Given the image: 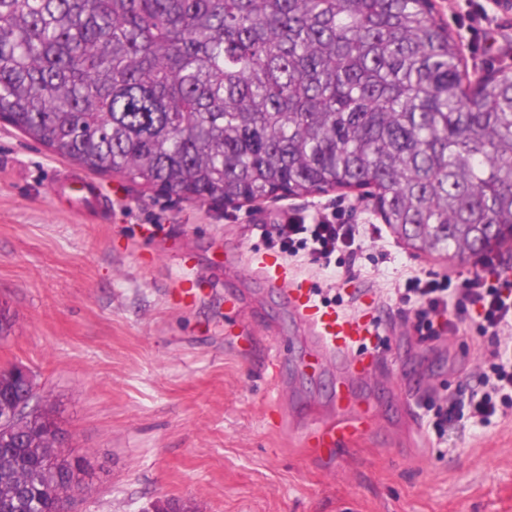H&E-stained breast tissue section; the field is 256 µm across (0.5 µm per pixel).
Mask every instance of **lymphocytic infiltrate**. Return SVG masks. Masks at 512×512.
Returning <instances> with one entry per match:
<instances>
[{"mask_svg":"<svg viewBox=\"0 0 512 512\" xmlns=\"http://www.w3.org/2000/svg\"><path fill=\"white\" fill-rule=\"evenodd\" d=\"M361 242L356 225L327 218L315 224L276 225L274 234L266 239L270 249L289 257L303 253L325 267L336 253L354 254ZM399 299L414 303V328L420 335L432 336L439 330L458 334L464 315L473 311L480 318L479 331L492 336L473 372L477 390L466 399L455 394L444 397L431 422L435 432H442L452 420L485 425L512 409V286L476 274L455 288L445 279L414 275L408 277Z\"/></svg>","mask_w":512,"mask_h":512,"instance_id":"f902f5d3","label":"lymphocytic infiltrate"}]
</instances>
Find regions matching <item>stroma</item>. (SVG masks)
<instances>
[{
  "mask_svg": "<svg viewBox=\"0 0 512 512\" xmlns=\"http://www.w3.org/2000/svg\"><path fill=\"white\" fill-rule=\"evenodd\" d=\"M434 15L471 78L512 65V0H434ZM69 167L0 123V307L12 318L0 367L33 374L35 404L55 409L67 454L85 460L73 512H148L173 499L189 512H512V414L453 422L440 436L428 427L439 396L474 385L486 342L476 315L459 335L424 338L395 294L412 275L512 282V239L487 267L479 254L416 253L361 190L230 205L119 174L98 179L109 208L78 215L51 198ZM331 213L367 232L357 256L288 263L311 288L341 294L346 310L372 298L377 366L355 386L380 418L321 461L302 438L335 415L345 373L330 359L307 369L303 324L249 259L272 225ZM187 278L192 303L176 295ZM275 353L276 382L266 372ZM273 412L285 427L269 423Z\"/></svg>",
  "mask_w": 512,
  "mask_h": 512,
  "instance_id": "35a3bbf8",
  "label": "stroma"
}]
</instances>
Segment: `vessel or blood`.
<instances>
[{"mask_svg": "<svg viewBox=\"0 0 512 512\" xmlns=\"http://www.w3.org/2000/svg\"><path fill=\"white\" fill-rule=\"evenodd\" d=\"M74 194L76 206L81 210L102 209L107 201L96 184L88 179L68 174L55 181L53 196ZM267 283L277 288L289 306L307 327L314 341L315 360L331 358L343 364L351 375L364 377L374 370L373 358L367 350L377 336L376 323L368 311L346 313L335 306L316 301L306 280L295 277L287 262L267 254H254L250 261ZM357 395L348 382L338 383L335 418L311 428L305 435V446L316 458H329L337 449L365 435L376 417L371 407L356 408Z\"/></svg>", "mask_w": 512, "mask_h": 512, "instance_id": "obj_1", "label": "vessel or blood"}]
</instances>
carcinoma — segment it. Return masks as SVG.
Listing matches in <instances>:
<instances>
[{"instance_id": "cac0c4a2", "label": "carcinoma", "mask_w": 512, "mask_h": 512, "mask_svg": "<svg viewBox=\"0 0 512 512\" xmlns=\"http://www.w3.org/2000/svg\"><path fill=\"white\" fill-rule=\"evenodd\" d=\"M0 102L33 142L185 199L369 189L413 248L512 229V68L471 83L432 0H0ZM0 370V405L50 408ZM78 466L0 441V512H60Z\"/></svg>"}]
</instances>
